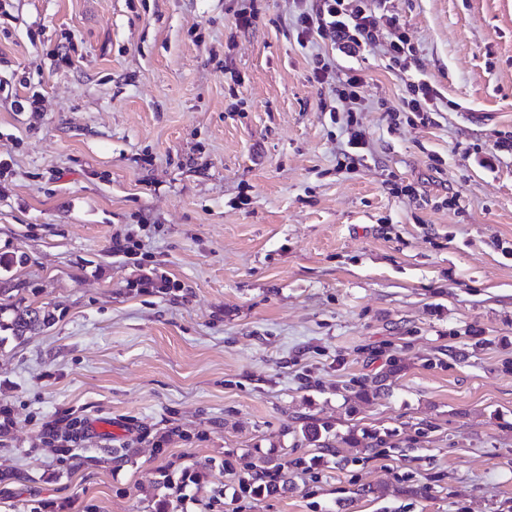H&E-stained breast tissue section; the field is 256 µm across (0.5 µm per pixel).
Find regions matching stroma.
Returning <instances> with one entry per match:
<instances>
[{"label":"stroma","instance_id":"35a3bbf8","mask_svg":"<svg viewBox=\"0 0 512 512\" xmlns=\"http://www.w3.org/2000/svg\"><path fill=\"white\" fill-rule=\"evenodd\" d=\"M295 13L0 0V304L56 316L0 344V512H228L276 465L238 512H512V0H385L396 70ZM361 84V78L356 74L347 75L342 89H335V100L340 103L341 108L332 107L331 112H347L353 111L352 104L359 100L358 88ZM414 97L408 103L411 112H437V92L424 78H418L410 84ZM393 435L389 432L381 434L378 430H364L359 437L354 432L345 435L336 434V442L344 444L349 448H361L362 450H370L372 448H380L390 443Z\"/></svg>","mask_w":512,"mask_h":512}]
</instances>
